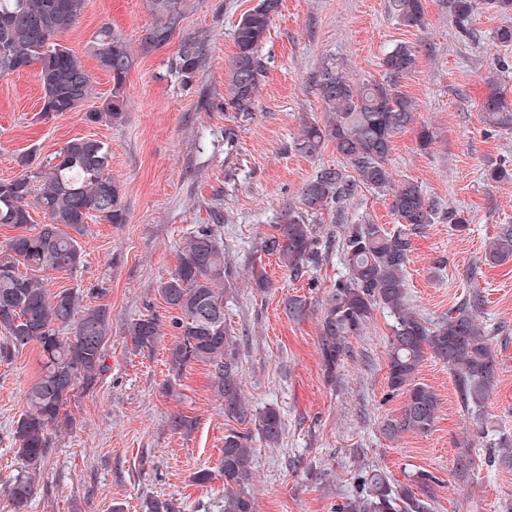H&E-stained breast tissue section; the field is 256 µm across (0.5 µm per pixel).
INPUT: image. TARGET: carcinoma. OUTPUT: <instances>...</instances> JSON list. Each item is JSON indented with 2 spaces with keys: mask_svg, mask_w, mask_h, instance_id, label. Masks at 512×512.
Segmentation results:
<instances>
[{
  "mask_svg": "<svg viewBox=\"0 0 512 512\" xmlns=\"http://www.w3.org/2000/svg\"><path fill=\"white\" fill-rule=\"evenodd\" d=\"M151 22L138 49L108 24L90 40L91 54L112 81L111 95L96 110L85 113L92 124L117 125L127 112L126 82L135 65V53L149 54L168 45L183 30L191 0H147ZM281 0H258L244 12L233 31L235 52L230 60L228 97L224 110L246 121L256 110L266 62L259 48L279 12ZM390 12L404 26H425L423 0H389ZM452 26L462 38L472 34L478 0H450ZM85 0H0V77L37 67L41 87L42 120L72 112L93 92V77L81 59L60 42L81 18ZM201 35H182L168 65V75L191 85L208 53ZM418 61L416 47L400 43L383 60L380 80L355 82L334 67L316 77L322 100L323 123L305 120L294 137L295 150L308 157L333 143L342 164L324 167L302 191V207L282 214L278 233L269 235L263 250L277 257L289 276L300 279L319 262L311 215L333 208L351 196L357 185L391 196V208L400 230L379 224H357L346 229L342 252L346 274L336 283L321 309L320 351L331 373L345 355L347 340L360 334L375 308L392 317L387 384L401 394L400 411L386 420L385 433L425 434L437 418L439 399L417 379L421 364L434 357L448 364L462 405L482 406L496 377L490 330L481 320L479 295L457 303L437 321L411 304L405 288L412 248L411 236L434 223L435 205L409 179H395L390 168L393 140L414 121L415 103L401 90V79ZM481 121L493 128L512 130V102L503 92H491L480 106ZM112 151L91 137L73 138L46 164L29 168L28 157H17L26 172L0 181V225L25 229L38 209L47 222L31 233L11 237L0 246V362L10 361L27 345H38L41 372L28 390V409L17 420L14 440L25 470L8 486L16 512H24L37 489L40 464L50 448V434L67 429L72 421L64 406L79 388L94 385L107 368L106 345L112 332L106 306L81 307V296L70 290L48 291L42 272H72L83 265L81 238L93 217L124 224L127 212L121 187L112 178ZM354 175H349V172ZM489 184L512 181V168L491 165L484 171ZM485 259L493 264L512 261V227L505 225L489 241ZM232 274L224 257V242L201 227L184 238L177 269L162 283L165 303L178 313V330L170 349L176 371L194 363L210 365L224 401V414L253 430L224 434L220 472L224 477V512H255L247 490L252 480L256 448L252 432L270 448L282 441L284 424L273 407L252 409L243 392L237 357V339L224 322V292ZM72 330L64 336L62 331ZM138 349H151L161 335L159 320L144 315L127 327ZM364 493L348 498L336 512H425L416 490L426 491L435 477L420 472L414 485L395 487L378 470L360 475ZM144 512H180L171 500L149 498Z\"/></svg>",
  "mask_w": 512,
  "mask_h": 512,
  "instance_id": "1",
  "label": "carcinoma"
}]
</instances>
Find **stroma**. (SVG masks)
I'll return each instance as SVG.
<instances>
[{"label":"stroma","mask_w":512,"mask_h":512,"mask_svg":"<svg viewBox=\"0 0 512 512\" xmlns=\"http://www.w3.org/2000/svg\"><path fill=\"white\" fill-rule=\"evenodd\" d=\"M257 0H194L184 22L207 35L209 53L191 86L167 74L175 45L140 56L126 86L128 111L119 125L85 121L112 89L109 75L88 52L91 36L110 24L138 43L151 21L146 0H87L65 45L82 60L95 92L82 108L38 122L41 89L34 69L0 77V180L20 176L17 156H53L67 141L91 137L112 150V176L121 187L127 221L90 220L85 261L77 271L46 272L51 293L77 290L87 306H106L112 334L107 372L94 389L77 391L65 410L73 427L52 433L42 479L26 512H141L144 499L173 500L181 512H224L218 476L224 434L239 424L224 413L214 370L195 363L173 375L169 350L177 340L174 310L161 284L177 268L180 245L206 226L224 243L233 282L224 297V320L238 343L244 390L255 409L279 408L285 434L280 447L257 449L250 491L256 512H334L359 494L360 474L376 468L397 486L432 472L436 481L427 512H512V462L495 446L512 435V263L493 266L486 246L512 225V182L487 184L488 165L512 167V132L481 123L479 105L491 88L512 100V47L496 46L493 33L506 18L488 4L474 17V37L458 38L448 0H424L423 29L401 25L388 0H282L260 49L267 70L257 109L236 121L224 109L233 29ZM418 50L402 90L416 104L415 121L393 142L390 166L397 178L420 185L438 207L434 224L412 238L406 288L414 307L430 319L472 294L492 328L494 388L480 408L466 410L446 364L429 358L418 379L437 393L432 430L395 439L383 432L402 397L387 391V346L392 319L375 310L334 375L320 356L321 307L346 268L339 242L352 224L397 226L389 196L364 186L340 210L313 215L322 250L311 275L295 281L262 242L281 223L285 208L300 206L305 184L324 166L340 164L333 146L315 158L293 147L303 120L324 121L314 86L326 67L353 80L381 79V63L394 45ZM433 141L421 148L418 132ZM463 211L467 231L449 224V209ZM268 288H256L252 271ZM305 297L307 313L285 311L289 296ZM156 316L163 331L153 349H137L127 325ZM40 370L38 349L28 345L0 363V512H15L6 493L21 461L12 430L28 407L26 391ZM187 419L177 429L174 418ZM200 469L211 483H194Z\"/></svg>","instance_id":"stroma-1"}]
</instances>
